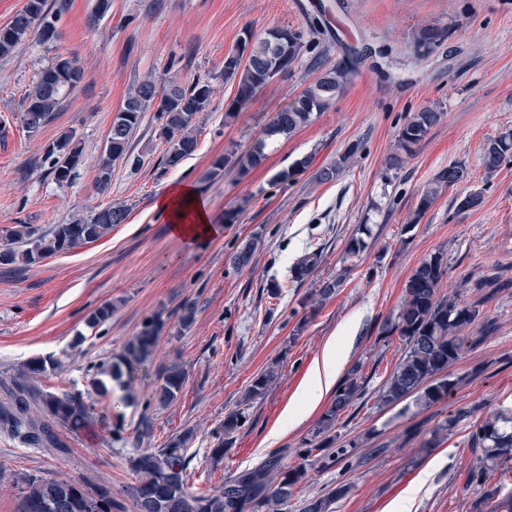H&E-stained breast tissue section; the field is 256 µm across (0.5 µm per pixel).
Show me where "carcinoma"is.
Returning <instances> with one entry per match:
<instances>
[{
  "instance_id": "carcinoma-1",
  "label": "carcinoma",
  "mask_w": 512,
  "mask_h": 512,
  "mask_svg": "<svg viewBox=\"0 0 512 512\" xmlns=\"http://www.w3.org/2000/svg\"><path fill=\"white\" fill-rule=\"evenodd\" d=\"M68 7L67 0H27L26 5L4 28H0V57L7 58L21 44L37 39L48 43L58 37L56 23ZM449 29L435 25L421 28L414 37L417 56L432 52L446 38ZM248 60L241 62L224 58V80L232 82L235 96L227 110L247 105L269 82L288 73L303 50L302 34L288 28H276L261 40L243 32ZM350 67L339 65L324 70L285 110L276 113L264 131V137L240 154L233 152L217 159V170L230 168L240 175L257 167L265 157L266 140L288 136L312 120L313 113L329 107L343 91ZM83 79V69L74 57H56L42 67L32 80L22 102V122L30 133L39 132L59 111L67 92L74 90ZM213 88L201 78L179 85L157 79L149 74L131 90L119 105L108 131L105 150L96 168V180L106 187L112 181V169L119 161L141 165V159L129 153V142L141 125L147 112H154L159 137L166 144L160 164L174 168L193 155L198 146L197 121L199 114L210 104ZM443 113L430 107L423 108L408 118L400 127L394 150L385 166L390 171L403 168L413 156L416 147L436 126ZM512 156V137L504 134L487 141L483 146L481 163L485 171H497L507 157ZM352 152L342 154L336 163L318 174L321 181H331L345 168ZM43 161L60 187L69 183L82 163V148L72 131L61 134L46 149ZM309 165L305 158L291 167L277 172L272 183L284 185L300 170ZM468 177L462 165H450L441 170L423 190L415 209L413 222L433 205L443 191L458 185ZM126 206L117 203L85 217L73 218L67 224H56L44 234L36 232L31 224H15L0 231V237L11 246L6 264L31 265L55 254L70 251L104 238L112 227L125 222ZM260 237L254 236L240 244L233 256L235 268L247 267ZM318 253L306 254L293 268L292 278L303 280L317 267ZM448 273V263L441 252L422 261L405 285V295L395 320L382 326L381 332L398 333L404 342L403 354L395 369L385 381L380 400L386 404L413 399L415 407L427 409L448 399L458 380L448 369L457 363L464 351L466 329L481 319V312L459 300H449L439 294L440 283ZM338 277L325 281L315 289V296L323 302L343 286ZM162 322L152 319L130 339L123 349L97 367L92 379L96 394L106 396L108 384L120 386L135 377L150 360L155 349ZM51 357L34 358L12 380L7 401L0 404V431L25 447H52L60 445L56 428L73 430L85 428L91 419L93 406L85 403L79 394H57L44 391L35 381L54 369ZM279 379L272 365L255 375L248 385L241 408L224 417L222 434L213 448V454H224V446L247 422L248 403L263 396ZM155 394L159 402L177 398L185 383V372L177 363L162 365L156 371ZM337 393L325 411L314 438L317 442L307 450L321 452L336 442V421L347 408L361 398L363 383L360 369L354 366L336 387ZM473 448L481 452L479 461L470 471L468 481L481 493V503L498 512L495 501L500 495L496 486H487L489 471L512 458V411L492 408L478 418L470 435ZM189 435L170 438L160 448H139L130 459L136 475L134 496L137 512H276V506L288 500L292 491L308 478L306 467L281 466L280 453H271L264 464L234 480L224 482L217 490L192 493L187 490L190 458L186 455ZM20 512H112V492L105 486L89 489L80 483L60 481L29 474L19 479ZM346 487L338 486L324 496L308 500L302 512H332L330 506L344 496Z\"/></svg>"
}]
</instances>
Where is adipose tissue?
Segmentation results:
<instances>
[{
    "label": "adipose tissue",
    "instance_id": "ef3b65f1",
    "mask_svg": "<svg viewBox=\"0 0 512 512\" xmlns=\"http://www.w3.org/2000/svg\"><path fill=\"white\" fill-rule=\"evenodd\" d=\"M158 205L168 211L173 232L184 240L196 242L216 236L217 231L208 218L207 204L201 197L194 195L192 188H173L160 197ZM338 366L336 346L328 344L324 350L322 364L311 370L307 390L299 407L289 411V419H296L299 413L312 408L323 393L331 388L336 379Z\"/></svg>",
    "mask_w": 512,
    "mask_h": 512
}]
</instances>
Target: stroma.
<instances>
[{
	"mask_svg": "<svg viewBox=\"0 0 512 512\" xmlns=\"http://www.w3.org/2000/svg\"><path fill=\"white\" fill-rule=\"evenodd\" d=\"M95 3L69 0L53 42L32 40L0 58V229L30 224L45 232L114 203L128 209L125 223L99 241L15 270L0 267V402L11 376L50 355L59 365L38 386L82 393L95 406L84 430L59 429L62 452L26 448L0 433V512H19L15 480L22 473L111 487L112 512H136L129 457L136 447H161L186 430L192 492L219 488L277 451L283 466L308 470L279 512H301L306 498L343 484L348 491L333 512H473V419L490 405L512 409V161L492 174L481 164L485 143L512 132V0H112L97 22ZM426 25L449 28L450 35L419 57L413 39ZM273 28L303 32L301 57L227 116L235 90L224 80L225 55L243 31L261 38ZM353 49L364 59L329 109L292 136L268 140L264 161L246 175H213L216 159L248 150L276 112ZM57 56L78 58L83 80L48 125L28 133L24 93ZM149 74L211 83L197 149L178 167H160L165 145L153 117L145 116L131 142L142 166L117 164L109 188L99 190L96 164L115 111ZM425 107L440 109L442 120L402 169L386 170L399 128ZM67 130L80 139L83 161L61 187L40 161ZM348 150L353 156L339 177L319 181L318 170ZM306 156L311 165L293 181L272 184L276 172ZM453 164L466 167L467 181L415 219L423 188ZM179 186L207 199L211 223L222 228L219 240L193 245L172 233L157 202ZM466 192L482 193L484 202L457 212L455 198ZM231 210L229 222L224 214ZM256 234L263 245L251 265L233 267V251ZM361 234L365 251L347 256V241ZM314 250L321 253L318 266L305 281H293L296 259ZM437 252L448 263L441 294L483 301L495 329L483 339L470 331L473 345L449 369L459 383L448 400L405 415L377 400L403 351L399 336L380 327L395 319L414 269ZM339 276L343 287L314 304L311 293ZM187 300L196 313L183 331L176 310ZM109 304L110 319L86 326L88 314ZM157 315L164 327L154 361L182 365L181 395L159 405L153 378L138 377L99 400L89 385L97 366ZM331 342L339 375L357 365L364 381L361 398L336 422L341 441L357 446L332 462L304 454L332 393L298 421L288 419ZM274 363L280 379L253 401L232 447L213 456L225 416L237 410L252 377ZM462 409L471 418L426 447L433 430ZM145 424L151 434L138 438Z\"/></svg>",
	"mask_w": 512,
	"mask_h": 512,
	"instance_id": "stroma-1",
	"label": "stroma"
}]
</instances>
